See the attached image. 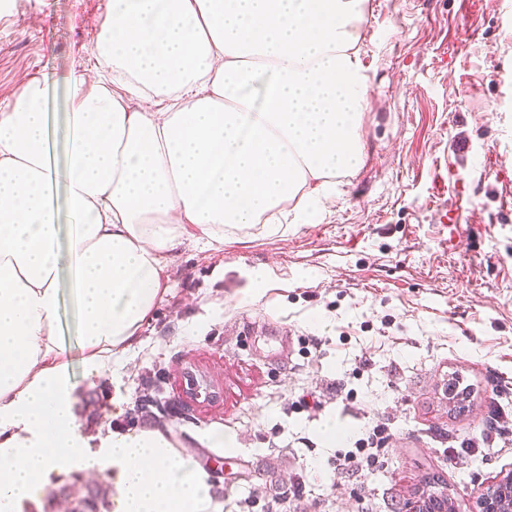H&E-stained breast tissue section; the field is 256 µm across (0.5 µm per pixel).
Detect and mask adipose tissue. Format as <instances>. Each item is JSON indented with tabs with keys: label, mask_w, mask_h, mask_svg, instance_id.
Returning <instances> with one entry per match:
<instances>
[{
	"label": "adipose tissue",
	"mask_w": 512,
	"mask_h": 512,
	"mask_svg": "<svg viewBox=\"0 0 512 512\" xmlns=\"http://www.w3.org/2000/svg\"><path fill=\"white\" fill-rule=\"evenodd\" d=\"M366 0H110L97 74L66 81L61 239L45 80L0 106V512L98 475L112 512H220L197 461L157 430L90 447L58 338L70 275L83 363L105 370L169 290L184 241L314 223L364 161Z\"/></svg>",
	"instance_id": "1"
}]
</instances>
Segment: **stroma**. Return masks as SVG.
Wrapping results in <instances>:
<instances>
[{"mask_svg":"<svg viewBox=\"0 0 512 512\" xmlns=\"http://www.w3.org/2000/svg\"><path fill=\"white\" fill-rule=\"evenodd\" d=\"M109 0H9L0 7V103L20 75L49 84L52 127L69 110L66 77L94 73ZM360 48L368 66L362 167L340 178L313 224L230 233L217 250L188 241L169 264V291L140 341L87 373L69 280L58 322L68 340L83 428L171 432L206 460L222 512H271L295 486L292 512H405L426 478L472 512L512 472V390L489 446L449 462L445 450L484 427L488 400L512 382V8L501 0H368ZM466 152H458V143ZM466 189L467 201L457 192ZM463 207L464 222L443 215ZM267 268L265 283L255 269ZM162 373L172 408L140 409ZM473 383L465 410L448 399ZM315 393L321 405L292 402ZM391 440L367 478L334 462L366 423ZM336 425V445L321 431ZM231 437L214 448L211 433Z\"/></svg>","mask_w":512,"mask_h":512,"instance_id":"stroma-1","label":"stroma"}]
</instances>
